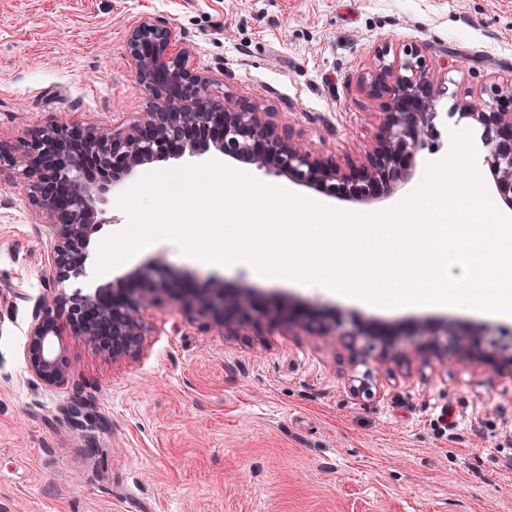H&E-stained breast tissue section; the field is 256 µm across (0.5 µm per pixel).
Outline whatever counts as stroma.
<instances>
[{"label":"stroma","instance_id":"stroma-1","mask_svg":"<svg viewBox=\"0 0 512 512\" xmlns=\"http://www.w3.org/2000/svg\"><path fill=\"white\" fill-rule=\"evenodd\" d=\"M143 15L181 32L215 90L278 113L309 149L342 161L379 125L356 87L369 46H424L448 93L411 178L386 198L329 197L213 149L112 185L84 272L63 292L116 287L156 264L192 288L219 282L289 304L313 328L249 323L221 336L207 310L163 300L141 310L143 344L119 361L59 337L67 376L55 387L24 355L50 285V235L17 169L0 166V512H512V321L371 309L197 264L161 241L96 271L102 243L129 225L119 198L160 169L216 162L338 210L395 207L468 128L450 118L453 103L512 79V0H0V142L21 153L61 116L99 130L136 121L149 97L126 39ZM416 323L452 333L406 335ZM358 324L367 335L353 336ZM465 326L484 327L478 349L458 336ZM362 379L370 393L353 392Z\"/></svg>","mask_w":512,"mask_h":512}]
</instances>
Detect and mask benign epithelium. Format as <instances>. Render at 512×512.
<instances>
[{"mask_svg":"<svg viewBox=\"0 0 512 512\" xmlns=\"http://www.w3.org/2000/svg\"><path fill=\"white\" fill-rule=\"evenodd\" d=\"M181 33L149 15L130 29L127 52L139 83L149 92L147 112L121 130L92 131L65 119L34 132L24 145L22 160L0 144V163H21L20 176L29 189L36 217L55 232L51 267L68 280L82 273L90 227L110 186L149 162L198 153L206 149L202 133L224 156L252 163L269 173L287 174L328 196L369 198L387 195L406 179L416 154L432 130L437 102L448 93L431 72L417 44L394 50L386 44L371 48L373 65L358 88L378 104V132L357 159L341 164L316 154L293 136L292 128L274 112L218 95L194 66L192 51ZM458 119L483 130L484 165L493 175L498 194L512 208V81L492 82L457 104ZM162 294L177 296L186 306L200 305L212 315L214 329L226 335L252 318L308 325L306 316L285 306L265 308L245 295L228 292L220 283L203 291L164 278L154 267H143L118 288L100 287L92 294H47L27 327L25 359L29 372L56 386L67 375L55 350V338L69 326L117 360L142 344L140 309Z\"/></svg>","mask_w":512,"mask_h":512,"instance_id":"benign-epithelium-1","label":"benign epithelium"}]
</instances>
